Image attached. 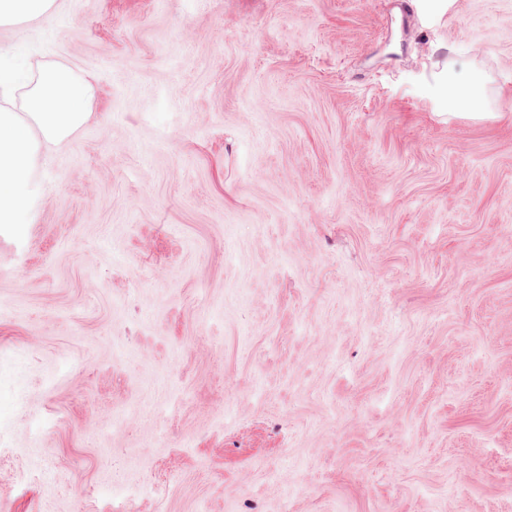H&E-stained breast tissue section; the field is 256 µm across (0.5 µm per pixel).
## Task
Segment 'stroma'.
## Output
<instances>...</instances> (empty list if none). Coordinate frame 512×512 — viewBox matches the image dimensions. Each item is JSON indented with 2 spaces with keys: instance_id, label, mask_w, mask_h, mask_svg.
<instances>
[{
  "instance_id": "stroma-1",
  "label": "stroma",
  "mask_w": 512,
  "mask_h": 512,
  "mask_svg": "<svg viewBox=\"0 0 512 512\" xmlns=\"http://www.w3.org/2000/svg\"><path fill=\"white\" fill-rule=\"evenodd\" d=\"M59 2L0 512H512V0ZM475 84V76L472 71L467 75L461 71V75L454 74L451 79L448 78L446 72L435 79V90L447 100L448 108L454 109L455 112H448L449 114L475 117L476 112H470L478 98Z\"/></svg>"
}]
</instances>
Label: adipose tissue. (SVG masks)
<instances>
[{
  "mask_svg": "<svg viewBox=\"0 0 512 512\" xmlns=\"http://www.w3.org/2000/svg\"><path fill=\"white\" fill-rule=\"evenodd\" d=\"M58 9V0H0V31L40 24ZM475 84L474 74L443 73L435 89L466 117L477 102ZM96 97L94 81L68 64L34 68L18 48L0 49L1 227L29 223L38 200L33 172L43 149L67 145L88 123Z\"/></svg>",
  "mask_w": 512,
  "mask_h": 512,
  "instance_id": "ef3b65f1",
  "label": "adipose tissue"
}]
</instances>
